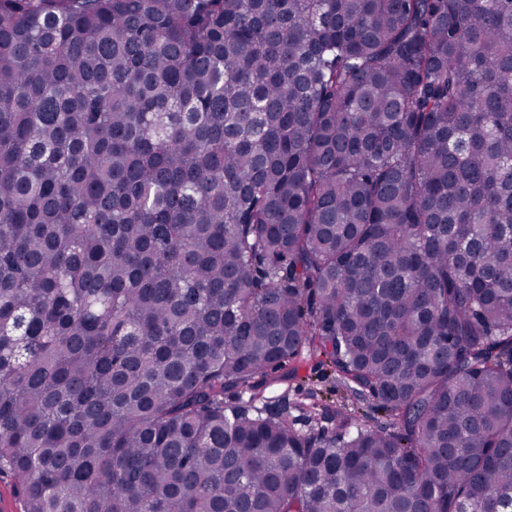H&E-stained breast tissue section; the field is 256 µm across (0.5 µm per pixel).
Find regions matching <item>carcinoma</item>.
Returning <instances> with one entry per match:
<instances>
[{
	"mask_svg": "<svg viewBox=\"0 0 512 512\" xmlns=\"http://www.w3.org/2000/svg\"><path fill=\"white\" fill-rule=\"evenodd\" d=\"M305 351L386 426L272 409ZM3 470L512 512V0H0Z\"/></svg>",
	"mask_w": 512,
	"mask_h": 512,
	"instance_id": "1",
	"label": "carcinoma"
}]
</instances>
